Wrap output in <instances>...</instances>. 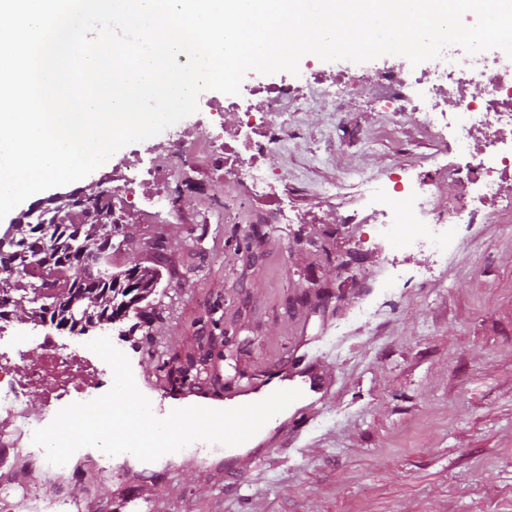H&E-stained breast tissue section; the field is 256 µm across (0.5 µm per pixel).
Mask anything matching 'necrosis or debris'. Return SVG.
Here are the masks:
<instances>
[{"label":"necrosis or debris","instance_id":"1","mask_svg":"<svg viewBox=\"0 0 512 512\" xmlns=\"http://www.w3.org/2000/svg\"><path fill=\"white\" fill-rule=\"evenodd\" d=\"M482 94H474V87ZM364 89L386 102L389 112L415 111L436 131L440 148L455 146L462 158L452 178L463 188L459 200L445 208L434 204V184L394 165L387 181L363 183L358 208L347 210V224H370L379 242L410 230L415 242L453 241L454 226L463 219H492L512 210V198L501 192L512 181V58L503 51L490 55L453 52L448 65L419 69L409 61L359 73L350 67L326 72L308 66L303 84H242L239 94L217 99L200 95L198 119L188 130L169 135L164 152L149 160L134 158L112 167V218L122 220L127 209L138 208L155 223L168 224L182 213L190 186L186 174L208 168L219 177L236 181L252 193L269 195L274 185L265 170L264 156L288 135L281 117L288 100L311 95L339 97L349 88ZM237 121L225 125V112ZM42 356L37 363L18 367L15 359L0 361V419L10 418L0 430V471L10 456L40 459L43 449L31 435L47 426L62 408L88 401L104 387L107 365L83 347L59 343L47 328L37 335ZM47 387L46 409L32 416L25 396L28 389Z\"/></svg>","mask_w":512,"mask_h":512}]
</instances>
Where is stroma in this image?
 Returning a JSON list of instances; mask_svg holds the SVG:
<instances>
[{
	"label": "stroma",
	"mask_w": 512,
	"mask_h": 512,
	"mask_svg": "<svg viewBox=\"0 0 512 512\" xmlns=\"http://www.w3.org/2000/svg\"><path fill=\"white\" fill-rule=\"evenodd\" d=\"M284 118L288 139L263 164L297 223H258L239 184L191 172L178 222L133 211L120 226L133 245L116 254L118 268L152 265L146 242L166 246L150 325L89 335L108 336L146 372L154 405L175 396L161 361L210 333L234 338L197 379L222 401L280 366L318 363L329 388L309 424L289 439L271 431L274 451L242 478L209 451L174 468L95 453L51 476L37 460L17 469L37 472L36 493L80 495L90 512H107L116 492L154 494L165 512H512V214L458 225V245L436 253L372 246L369 225L341 221L361 180L399 163L448 201L454 153L438 151L415 113L392 120L359 89L332 107L308 97ZM100 184L111 187V165L29 197L0 235L38 202ZM333 184L342 204L323 196Z\"/></svg>",
	"instance_id": "stroma-1"
}]
</instances>
